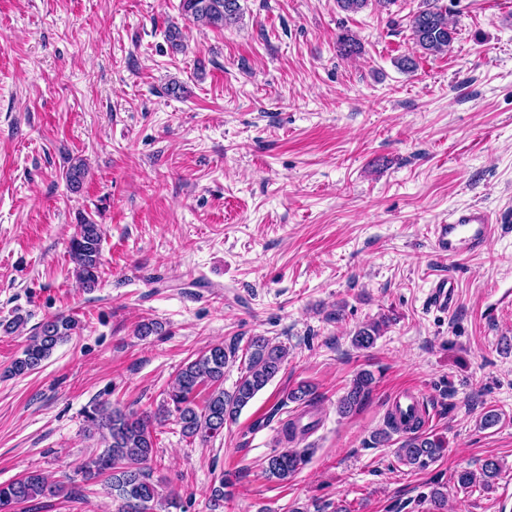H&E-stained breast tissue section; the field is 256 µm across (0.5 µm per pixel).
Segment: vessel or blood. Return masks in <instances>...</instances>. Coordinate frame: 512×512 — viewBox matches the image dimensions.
<instances>
[{
  "instance_id": "obj_1",
  "label": "vessel or blood",
  "mask_w": 512,
  "mask_h": 512,
  "mask_svg": "<svg viewBox=\"0 0 512 512\" xmlns=\"http://www.w3.org/2000/svg\"><path fill=\"white\" fill-rule=\"evenodd\" d=\"M493 220L490 213L480 207H468L451 214L447 223L435 225L434 244L438 252L449 258L484 250L490 240ZM455 283L452 278L436 281L428 295L431 309L446 312L454 302Z\"/></svg>"
}]
</instances>
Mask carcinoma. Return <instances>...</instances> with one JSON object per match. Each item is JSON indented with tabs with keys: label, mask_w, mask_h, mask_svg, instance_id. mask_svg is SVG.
Instances as JSON below:
<instances>
[{
	"label": "carcinoma",
	"mask_w": 512,
	"mask_h": 512,
	"mask_svg": "<svg viewBox=\"0 0 512 512\" xmlns=\"http://www.w3.org/2000/svg\"><path fill=\"white\" fill-rule=\"evenodd\" d=\"M393 0H336V5L346 13L357 14L369 5L387 7ZM439 0H425V7L410 19L412 54L398 60L403 70L416 66L415 54L437 55L449 51L455 31L448 20V9L438 5ZM183 15L194 23L206 27L221 28L240 18L239 0H181ZM68 252L75 264L76 278L85 288L98 283L102 256V232L100 225L86 222L79 225L78 233L70 240ZM383 323L373 322L356 330L352 344L367 349L381 335ZM76 319L70 316H54L42 322L29 336L28 343L11 362L8 372L12 376L25 375L35 370L52 353L56 345L73 334ZM239 347L211 345L178 372L174 384L167 392L163 412L175 415L182 436L203 441L224 431V424L236 420L255 396L278 374L288 355L282 345L271 343L263 336H253L244 348L246 367L232 393L224 391V368L236 357ZM374 382L369 371L358 373L344 396L338 401V412L348 415L356 411L371 392ZM201 386L210 388L203 402L197 401V390ZM288 400L313 406V388L300 384L288 393ZM89 421L106 430L103 440L106 450L87 466V473L104 474L112 490V496L120 501L118 512H156V506L178 507V494L159 492L161 481L153 480L150 462L154 455L153 419L149 415L134 412L107 410L100 406L88 414ZM390 431L380 434V441L390 439L391 433H401L395 452L398 461L412 468L424 469L436 461L444 450L439 438L424 434L415 426L399 431L394 415L387 418ZM312 425H300V420L285 425L278 440L282 449L269 456L263 466V474L269 480L286 482L305 464L309 449L297 448ZM500 472L499 462L488 459L480 474L464 469L453 476L460 488H468L481 482L489 490ZM233 482L229 473H224L219 485L211 490L215 506H220L230 497L227 488ZM65 491L62 484L53 485L38 470L6 484H0V512H13L14 505L30 502L47 495L58 496Z\"/></svg>",
	"instance_id": "cac0c4a2"
}]
</instances>
